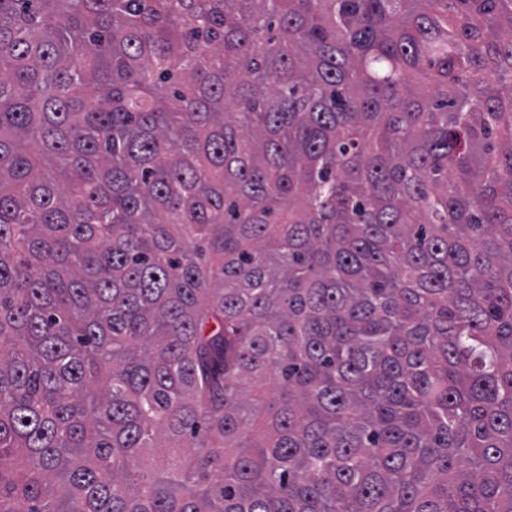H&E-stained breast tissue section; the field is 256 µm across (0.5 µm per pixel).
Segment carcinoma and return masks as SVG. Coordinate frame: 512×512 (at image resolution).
Listing matches in <instances>:
<instances>
[{"instance_id":"carcinoma-1","label":"carcinoma","mask_w":512,"mask_h":512,"mask_svg":"<svg viewBox=\"0 0 512 512\" xmlns=\"http://www.w3.org/2000/svg\"><path fill=\"white\" fill-rule=\"evenodd\" d=\"M0 512H512V0H0Z\"/></svg>"}]
</instances>
